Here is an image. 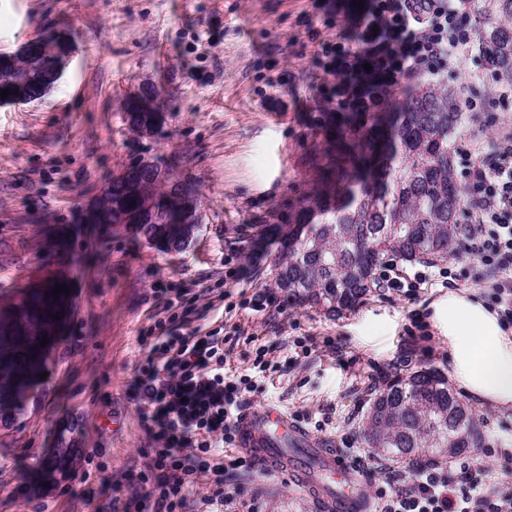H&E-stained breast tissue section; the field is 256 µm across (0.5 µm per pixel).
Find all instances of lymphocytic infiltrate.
Returning <instances> with one entry per match:
<instances>
[{
  "label": "lymphocytic infiltrate",
  "instance_id": "f902f5d3",
  "mask_svg": "<svg viewBox=\"0 0 512 512\" xmlns=\"http://www.w3.org/2000/svg\"><path fill=\"white\" fill-rule=\"evenodd\" d=\"M347 21V30L319 43L321 85L335 111L381 112L399 87L468 74L458 108L476 127L453 147L466 195L454 255L472 260L470 281L489 289L501 326L511 327L512 82L476 69L478 23L470 0H364ZM150 298L140 357L125 389L144 442L121 469L101 470L96 479L111 494L110 512H222L243 494L235 474L253 469L233 451L247 378L225 374L219 329L204 331L192 321L196 302L212 309L226 295L161 282ZM85 458L81 448L33 454V469L54 462L59 478L51 488L27 490V502L53 490L78 497L72 483ZM379 475L374 512H512V489H501L492 470L462 460L451 468L412 463L404 482L390 468Z\"/></svg>",
  "mask_w": 512,
  "mask_h": 512
}]
</instances>
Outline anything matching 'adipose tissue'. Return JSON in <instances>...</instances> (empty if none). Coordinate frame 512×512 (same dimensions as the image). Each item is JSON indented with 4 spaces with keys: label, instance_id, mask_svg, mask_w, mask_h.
Wrapping results in <instances>:
<instances>
[{
    "label": "adipose tissue",
    "instance_id": "ef3b65f1",
    "mask_svg": "<svg viewBox=\"0 0 512 512\" xmlns=\"http://www.w3.org/2000/svg\"><path fill=\"white\" fill-rule=\"evenodd\" d=\"M450 370L469 394L491 403L512 404V337L478 300L449 293L442 312Z\"/></svg>",
    "mask_w": 512,
    "mask_h": 512
}]
</instances>
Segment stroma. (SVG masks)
<instances>
[{
  "mask_svg": "<svg viewBox=\"0 0 512 512\" xmlns=\"http://www.w3.org/2000/svg\"><path fill=\"white\" fill-rule=\"evenodd\" d=\"M324 0H0V54L45 28L66 31L74 54L41 100L0 105V317L23 293L63 283L75 316L43 351L41 369L13 427L0 430V512H29L16 491L49 481L31 453L69 445L59 422L86 421L87 472L120 469L143 432L125 388L158 281L231 292L276 285L284 252L274 226L310 190L324 138L320 49L343 15ZM157 85L165 122L143 135L125 123V100ZM179 157L199 191L202 226L186 250L158 253L128 234L80 221L86 201L136 158ZM241 268L238 280L227 266ZM441 284L416 295L371 289L333 314L289 304L267 321L238 309L224 317L227 364L250 382L251 405L274 403L349 458L362 474L405 470L365 448L361 429L375 389L394 375L447 369L438 313ZM462 402L490 443L512 448V405ZM231 512H316L286 477L253 471Z\"/></svg>",
  "mask_w": 512,
  "mask_h": 512,
  "instance_id": "obj_1",
  "label": "stroma"
}]
</instances>
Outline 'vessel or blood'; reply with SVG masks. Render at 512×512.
Instances as JSON below:
<instances>
[{
	"label": "vessel or blood",
	"mask_w": 512,
	"mask_h": 512,
	"mask_svg": "<svg viewBox=\"0 0 512 512\" xmlns=\"http://www.w3.org/2000/svg\"><path fill=\"white\" fill-rule=\"evenodd\" d=\"M237 446L269 472H285L323 512H367L360 470L271 404L250 407L238 422Z\"/></svg>",
	"instance_id": "vessel-or-blood-1"
}]
</instances>
